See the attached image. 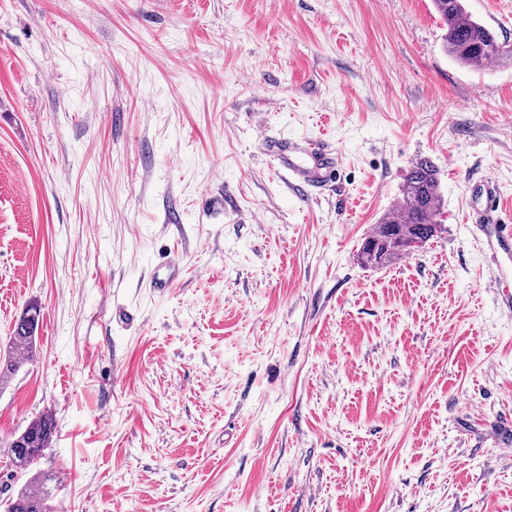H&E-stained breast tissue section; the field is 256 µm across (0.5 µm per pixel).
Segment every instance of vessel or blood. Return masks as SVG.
<instances>
[{
    "mask_svg": "<svg viewBox=\"0 0 512 512\" xmlns=\"http://www.w3.org/2000/svg\"><path fill=\"white\" fill-rule=\"evenodd\" d=\"M263 145L294 185L319 191L337 177L340 156L329 143L267 136ZM467 190L470 206L477 209L475 228L496 258L500 272H507L512 267V222L503 218L501 189L495 179L484 176L470 183Z\"/></svg>",
    "mask_w": 512,
    "mask_h": 512,
    "instance_id": "1",
    "label": "vessel or blood"
}]
</instances>
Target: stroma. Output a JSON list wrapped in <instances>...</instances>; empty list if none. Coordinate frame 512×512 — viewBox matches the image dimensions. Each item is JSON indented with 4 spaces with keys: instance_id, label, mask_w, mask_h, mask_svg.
Masks as SVG:
<instances>
[{
    "instance_id": "obj_1",
    "label": "stroma",
    "mask_w": 512,
    "mask_h": 512,
    "mask_svg": "<svg viewBox=\"0 0 512 512\" xmlns=\"http://www.w3.org/2000/svg\"><path fill=\"white\" fill-rule=\"evenodd\" d=\"M512 50V0H466ZM432 0H0V390L66 512H512V314L469 179L512 203V65L442 50ZM268 133L336 145L308 196ZM441 229L363 239L413 164ZM177 261L172 287H151ZM402 202L393 214L375 224L364 238L359 250L361 264L371 270L387 268L390 264L415 250L412 245H425L438 232L441 214V190L438 173L428 161L412 166L401 189ZM38 305L28 306L17 320L13 336L4 352L0 350V390L4 389L8 379L13 378L25 365L29 364L35 354V331L39 323Z\"/></svg>"
}]
</instances>
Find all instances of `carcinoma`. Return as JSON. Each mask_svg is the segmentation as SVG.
Masks as SVG:
<instances>
[{
  "label": "carcinoma",
  "mask_w": 512,
  "mask_h": 512,
  "mask_svg": "<svg viewBox=\"0 0 512 512\" xmlns=\"http://www.w3.org/2000/svg\"><path fill=\"white\" fill-rule=\"evenodd\" d=\"M446 33L443 51L458 64L480 70L491 63L512 61V51L499 44L494 33L467 10L465 0H432ZM402 202L394 213L383 218L364 238L359 250L361 264L371 270L388 267L413 253L412 245H425L438 232L441 190L438 173L428 161L412 166L401 189ZM40 309L33 304L17 320L9 345L0 352V390L35 354V331ZM56 432L53 414L31 420L10 444V460L15 472L26 477L7 512H50L47 483L53 477L38 468Z\"/></svg>",
  "instance_id": "carcinoma-1"
}]
</instances>
